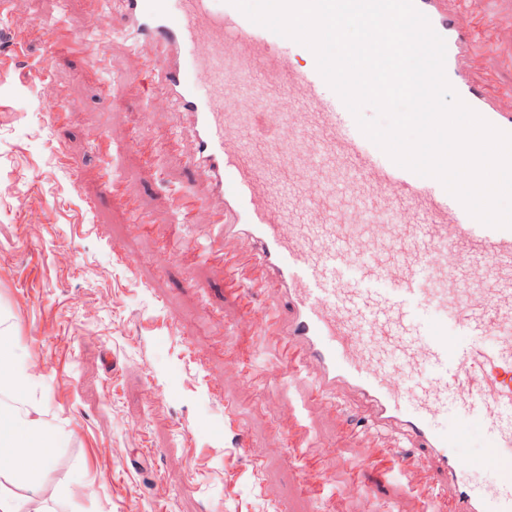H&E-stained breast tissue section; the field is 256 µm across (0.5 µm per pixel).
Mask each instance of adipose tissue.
<instances>
[{
    "label": "adipose tissue",
    "instance_id": "1",
    "mask_svg": "<svg viewBox=\"0 0 512 512\" xmlns=\"http://www.w3.org/2000/svg\"><path fill=\"white\" fill-rule=\"evenodd\" d=\"M31 368L0 344V512H19L10 487L23 483L30 500H38L39 475L52 462L62 438L53 428L36 391Z\"/></svg>",
    "mask_w": 512,
    "mask_h": 512
}]
</instances>
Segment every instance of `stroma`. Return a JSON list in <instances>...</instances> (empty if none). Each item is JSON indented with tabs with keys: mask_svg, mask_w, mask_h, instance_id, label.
Listing matches in <instances>:
<instances>
[{
	"mask_svg": "<svg viewBox=\"0 0 512 512\" xmlns=\"http://www.w3.org/2000/svg\"><path fill=\"white\" fill-rule=\"evenodd\" d=\"M109 0H14L12 22L33 18L109 44L100 68L35 44L0 71V316L9 345L33 364L50 421L65 435L40 482L69 512H423L413 475L355 468L376 448L343 437L337 403L307 371L286 370L276 345L224 287L207 252L206 215L177 223L171 189L188 172L165 143L176 127L125 46L103 21ZM492 16L497 48L480 73L512 87V0H471ZM46 71L23 78L25 66ZM120 88L113 107L102 84ZM112 171L153 215L127 223L102 190ZM170 235L179 252H161ZM485 429L457 451L467 479L492 487Z\"/></svg>",
	"mask_w": 512,
	"mask_h": 512,
	"instance_id": "1",
	"label": "stroma"
}]
</instances>
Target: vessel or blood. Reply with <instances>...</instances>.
<instances>
[{
    "mask_svg": "<svg viewBox=\"0 0 512 512\" xmlns=\"http://www.w3.org/2000/svg\"><path fill=\"white\" fill-rule=\"evenodd\" d=\"M414 3L445 40V76L459 98L512 133V101L471 73L477 34L457 0ZM107 22L193 144L179 210L206 213L225 240L250 241L247 251L225 253L226 285L277 295L285 361L314 366L316 393L351 392L375 423L405 436L408 448L393 463L423 471L417 489L430 512H512V424L502 423L512 415V228L482 224L439 180L394 163L360 131L309 48L229 0H113ZM45 35L35 21L11 31L18 48ZM242 76L271 95L241 108ZM298 166L313 248L272 205L278 177ZM452 252L463 258L453 269ZM422 305L443 318L421 326L414 309ZM452 317L487 344L449 337ZM375 336L388 352L366 371L359 352ZM448 412L492 431L485 462L500 474L496 488L466 480L454 453L463 429L435 426Z\"/></svg>",
    "mask_w": 512,
    "mask_h": 512,
    "instance_id": "obj_1",
    "label": "vessel or blood"
}]
</instances>
